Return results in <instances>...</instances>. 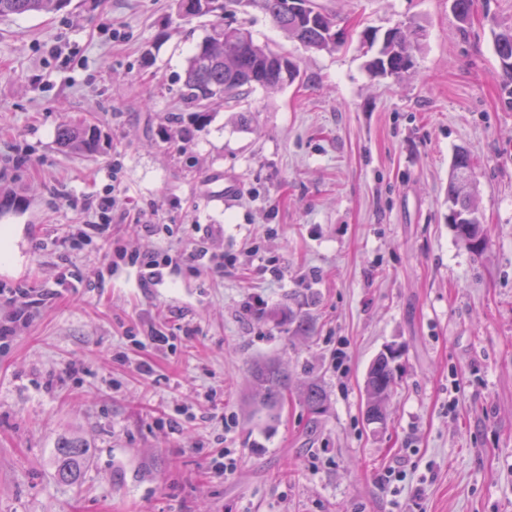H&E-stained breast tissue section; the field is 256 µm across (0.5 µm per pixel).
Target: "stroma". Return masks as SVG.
<instances>
[{
  "label": "stroma",
  "instance_id": "35a3bbf8",
  "mask_svg": "<svg viewBox=\"0 0 512 512\" xmlns=\"http://www.w3.org/2000/svg\"><path fill=\"white\" fill-rule=\"evenodd\" d=\"M320 2L347 28L330 52L238 12L301 79L199 122L180 91L210 17L68 0L0 20V512H512V106L490 23L512 0L465 25L450 0ZM398 25L424 32L413 67L373 75L361 32ZM81 121L94 155L58 143ZM460 147L479 256L448 222ZM103 196L109 243L82 236ZM116 244L176 261L153 283ZM152 330L168 347L140 345ZM389 344L401 376L377 431L364 385ZM270 359L290 394L258 412ZM311 381L319 415L297 398ZM66 441L90 450L73 485L55 475ZM226 456L233 472L206 476ZM466 170L475 173V163L467 150L459 148L454 155L452 175L448 179V204L454 203L457 206L458 203H463L472 206L476 217L468 222H457L450 215L448 219L456 231L458 242L469 252L481 254L488 247L489 234L487 226L483 224L478 214L475 185H469L459 176L461 171Z\"/></svg>",
  "mask_w": 512,
  "mask_h": 512
}]
</instances>
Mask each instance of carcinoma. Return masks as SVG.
<instances>
[{
    "mask_svg": "<svg viewBox=\"0 0 512 512\" xmlns=\"http://www.w3.org/2000/svg\"><path fill=\"white\" fill-rule=\"evenodd\" d=\"M181 14L190 20L213 16L211 34L188 60L181 96L187 107L202 114L217 103L244 101L258 88L283 87L300 79L298 65L288 56L260 44L244 26L224 22V17L239 9L255 8L268 15L285 36L306 49L333 51L340 46L337 36L344 35L335 14L316 0H178ZM477 0H451V10L458 21L474 14ZM66 0H0V19L35 14L59 8ZM494 49L498 61V78L505 103L512 105V25L493 22ZM362 47L372 53L368 66L382 76L400 77L413 66V46L398 28L387 30L383 38L366 29L360 37ZM101 133L97 126L80 124L62 130L61 145L83 154L95 152ZM475 171L471 154L457 149L452 175L448 179V202L477 208L474 185L460 178L462 171ZM458 242L469 252L481 254L489 243L487 226L480 217L468 222L451 220ZM401 349L386 347L372 361L365 380L366 421L384 424L386 406L399 371ZM255 396L259 403L275 408L288 392V375L274 363L258 365L252 372ZM303 403L313 414L325 409L322 388L311 383L300 393ZM56 471L60 480L73 484L87 460V448L78 443H64L56 449Z\"/></svg>",
    "mask_w": 512,
    "mask_h": 512,
    "instance_id": "obj_1",
    "label": "carcinoma"
}]
</instances>
